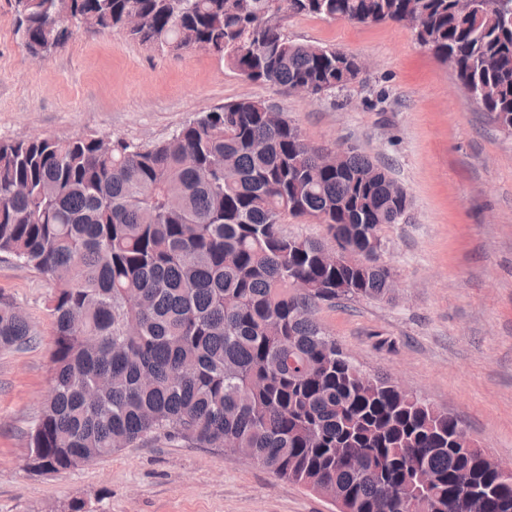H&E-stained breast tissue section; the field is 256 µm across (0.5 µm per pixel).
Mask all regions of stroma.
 <instances>
[{
	"mask_svg": "<svg viewBox=\"0 0 512 512\" xmlns=\"http://www.w3.org/2000/svg\"><path fill=\"white\" fill-rule=\"evenodd\" d=\"M13 5L0 0V141L112 134L148 144L249 97L284 112L307 142L354 146L386 168L410 200L405 220L381 233L397 297L342 299L317 317L361 370L457 417L478 447L512 462V135L409 28L285 14L291 40L369 63L345 88L311 96L246 80L210 55L169 56L83 27L36 65L14 36ZM50 295L37 271L0 259V296L35 333L0 350V512H336L220 448L155 442L30 470L28 433L50 388Z\"/></svg>",
	"mask_w": 512,
	"mask_h": 512,
	"instance_id": "stroma-1",
	"label": "stroma"
}]
</instances>
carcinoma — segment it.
I'll return each instance as SVG.
<instances>
[{
	"mask_svg": "<svg viewBox=\"0 0 512 512\" xmlns=\"http://www.w3.org/2000/svg\"><path fill=\"white\" fill-rule=\"evenodd\" d=\"M276 0H14L30 55L87 23L170 55L205 44L253 82L326 95L353 55L295 42ZM288 12L411 28L512 134V0H288ZM135 15L139 24L127 26ZM244 97L148 145L112 135L0 142V255L52 288L51 388L28 465L69 470L148 438L222 448L332 496L337 512H512V476L454 416L362 371L316 319L393 299L371 239L406 190L353 148L319 161L287 116ZM287 217L326 227L330 262ZM0 297V349L31 343Z\"/></svg>",
	"mask_w": 512,
	"mask_h": 512,
	"instance_id": "obj_1",
	"label": "carcinoma"
}]
</instances>
